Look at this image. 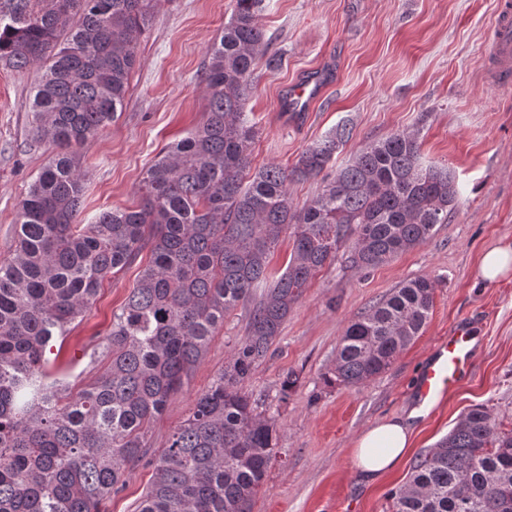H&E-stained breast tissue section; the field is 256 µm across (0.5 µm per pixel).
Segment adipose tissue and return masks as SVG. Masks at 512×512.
<instances>
[{"instance_id": "adipose-tissue-1", "label": "adipose tissue", "mask_w": 512, "mask_h": 512, "mask_svg": "<svg viewBox=\"0 0 512 512\" xmlns=\"http://www.w3.org/2000/svg\"><path fill=\"white\" fill-rule=\"evenodd\" d=\"M421 409L393 417L361 433L354 444V465L364 483H372L393 469L410 445L415 419Z\"/></svg>"}]
</instances>
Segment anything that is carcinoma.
<instances>
[{
	"label": "carcinoma",
	"mask_w": 512,
	"mask_h": 512,
	"mask_svg": "<svg viewBox=\"0 0 512 512\" xmlns=\"http://www.w3.org/2000/svg\"><path fill=\"white\" fill-rule=\"evenodd\" d=\"M154 0H0V63L38 73L31 141L60 148L18 212L17 245L0 263V512H102L126 472L145 463L147 433L204 357L224 317L254 303L246 336L150 462L137 512H251L277 447L275 419L246 387L302 289L338 253L367 273L448 223L457 188L421 162L418 136L367 143L310 202L289 185L315 179L349 138L344 123L291 167L251 171L255 127L245 105L256 62L273 70L263 0H234L201 75L202 123L149 166L135 209L82 223L75 149L123 109ZM292 230L282 274L271 249ZM151 258L112 314L107 371L75 396L47 382L44 354L92 303L105 278ZM265 287L258 301L254 290ZM435 280H409L349 321L332 385H362L425 327ZM393 512H512V430L468 409L391 494Z\"/></svg>",
	"instance_id": "carcinoma-1"
}]
</instances>
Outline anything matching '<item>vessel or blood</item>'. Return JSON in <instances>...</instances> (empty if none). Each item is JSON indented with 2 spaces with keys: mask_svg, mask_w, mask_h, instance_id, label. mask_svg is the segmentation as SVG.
<instances>
[{
  "mask_svg": "<svg viewBox=\"0 0 512 512\" xmlns=\"http://www.w3.org/2000/svg\"><path fill=\"white\" fill-rule=\"evenodd\" d=\"M489 57L499 86H512V0H497ZM330 80L326 72L315 69L286 85L279 107L289 112L305 113L324 97ZM472 337L467 325H459L448 337L436 342L416 388L419 402H439L461 380L469 376L475 360Z\"/></svg>",
  "mask_w": 512,
  "mask_h": 512,
  "instance_id": "obj_1",
  "label": "vessel or blood"
}]
</instances>
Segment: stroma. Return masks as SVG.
I'll return each instance as SVG.
<instances>
[{"instance_id":"35a3bbf8","label":"stroma","mask_w":512,"mask_h":512,"mask_svg":"<svg viewBox=\"0 0 512 512\" xmlns=\"http://www.w3.org/2000/svg\"><path fill=\"white\" fill-rule=\"evenodd\" d=\"M495 0H263L260 24L277 69L257 65L246 110L257 137L251 167L289 166L342 120L351 133L332 166L341 168L366 143L395 131H418L422 161L454 175L458 197L447 223L424 243L366 274L343 259L325 265L293 305L280 335L256 366L248 389L277 421V455L253 512H391V492L417 458L474 405L512 429V275L482 281L484 249L512 244V88L491 81L484 42ZM233 0H156L138 46L121 112L81 149L86 172L83 221L138 204L146 170L168 145L203 120L200 76L207 51L231 16ZM318 66L334 83L313 112L295 118L278 109L281 88ZM33 70L0 68V262L16 248L20 201L55 154L30 141ZM150 259L103 282L95 301L70 326L61 349H48V370L79 391L108 368L96 340ZM426 276L436 290L420 336L389 368L353 387L325 384L345 325L393 288ZM249 307L224 319L209 348L151 426L149 456H157L182 424L196 396L223 370L244 339ZM478 336L473 371L432 412L416 421L410 447L374 484L359 480L354 441L366 429L408 413L433 342L459 321ZM298 383L289 396L280 384Z\"/></svg>"}]
</instances>
